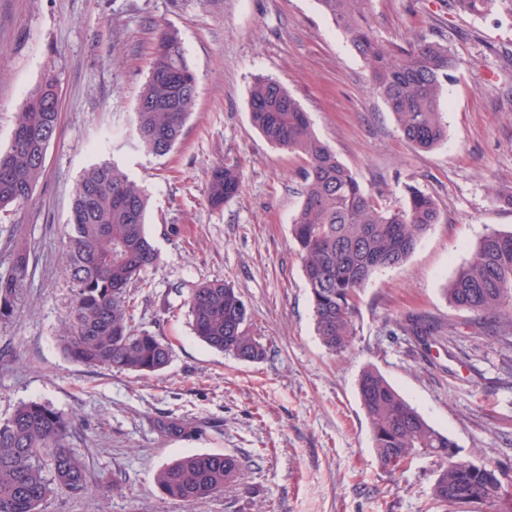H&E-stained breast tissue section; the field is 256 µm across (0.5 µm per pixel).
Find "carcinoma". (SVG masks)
Segmentation results:
<instances>
[{
  "label": "carcinoma",
  "instance_id": "1",
  "mask_svg": "<svg viewBox=\"0 0 512 512\" xmlns=\"http://www.w3.org/2000/svg\"><path fill=\"white\" fill-rule=\"evenodd\" d=\"M366 63L370 85L384 100L414 148L430 150L447 137L440 106L459 61L448 45L420 37L407 46L384 41L369 15L368 0H317ZM497 0H452L459 11L483 14ZM197 99V75L182 42L160 30L146 83L135 103V131L146 152L165 156L180 142ZM253 126L271 144L300 156L302 202L292 237L310 289L315 329L333 354L349 350L359 291L371 277L402 264L418 239L438 222L434 199L409 186L402 206L390 209L360 184L351 169L312 131L308 113L278 80L259 76L249 93ZM60 118L58 79L49 71L16 114L8 149L0 152V213L28 202L45 168ZM234 165L212 168L207 201L214 209L237 196ZM148 197L141 185L111 162L84 171L72 197L63 272L73 290L72 317L60 342L67 356L89 367L151 374L171 361L163 338L133 325L128 288L158 260L146 232ZM28 238L13 245L8 272L0 275V322L10 321L30 283ZM449 304L473 319L461 326L425 314L396 323L395 336H412L426 349L452 343L461 328L490 337L512 373V232L485 235L446 288ZM186 303L195 335L236 359L257 362L267 348L250 329L248 307L222 280L189 289ZM358 393L369 420L380 466L395 476L416 457L437 464L426 512H512V476L458 456L448 435L429 424L375 368L363 370ZM72 418L38 402H23L0 421V512H38L50 495L88 491L84 463L69 447ZM244 467L231 453L192 454L156 475L170 498L200 503L234 485Z\"/></svg>",
  "mask_w": 512,
  "mask_h": 512
}]
</instances>
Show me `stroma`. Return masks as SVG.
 Wrapping results in <instances>:
<instances>
[{"label":"stroma","instance_id":"1","mask_svg":"<svg viewBox=\"0 0 512 512\" xmlns=\"http://www.w3.org/2000/svg\"><path fill=\"white\" fill-rule=\"evenodd\" d=\"M379 35L403 45L445 40L459 60L441 102L448 136L411 147L364 61L316 0H0V149L14 116L46 71L60 86V122L32 200L0 220V274L11 241L28 231L33 277L17 316L0 323V419L34 400L72 416L70 447L90 490L57 494L39 512H426L430 459L399 478L379 465L358 395L374 367L461 456L512 473V378L496 345L465 342L453 353L412 350L382 335L409 312L464 321L446 288L480 239L512 230V9L458 14L450 0H370ZM181 39L198 77L183 141L157 158L137 147L133 112L152 59L157 25ZM282 82L316 135L387 208L406 186L430 194L441 220L401 265L361 290L346 355L315 332L310 290L291 235L302 200V162L269 143L248 110L255 78ZM109 159L150 196L147 232L158 251L148 287L133 291L137 329L161 336L172 360L149 376L69 359L59 337L72 307L62 273L72 192L81 172ZM238 166L239 194L207 202L208 174ZM222 280L235 288L250 327L267 345L244 362L198 340L175 284ZM192 427L161 434L159 421ZM252 456L236 485L195 505L155 481L190 453Z\"/></svg>","mask_w":512,"mask_h":512}]
</instances>
